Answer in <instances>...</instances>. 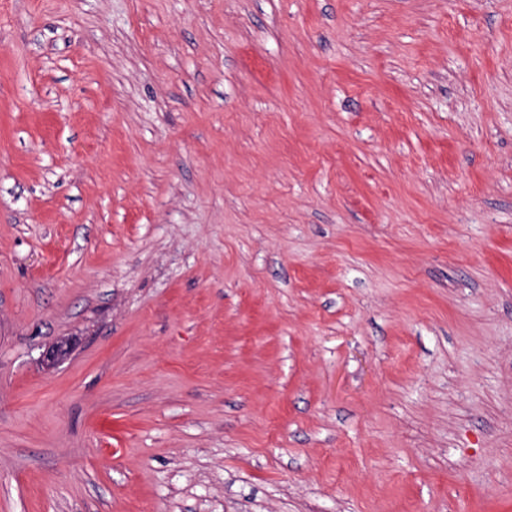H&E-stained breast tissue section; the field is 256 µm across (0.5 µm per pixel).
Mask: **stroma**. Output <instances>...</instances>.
Here are the masks:
<instances>
[{
  "mask_svg": "<svg viewBox=\"0 0 512 512\" xmlns=\"http://www.w3.org/2000/svg\"><path fill=\"white\" fill-rule=\"evenodd\" d=\"M0 512H512V0H0Z\"/></svg>",
  "mask_w": 512,
  "mask_h": 512,
  "instance_id": "1",
  "label": "stroma"
}]
</instances>
